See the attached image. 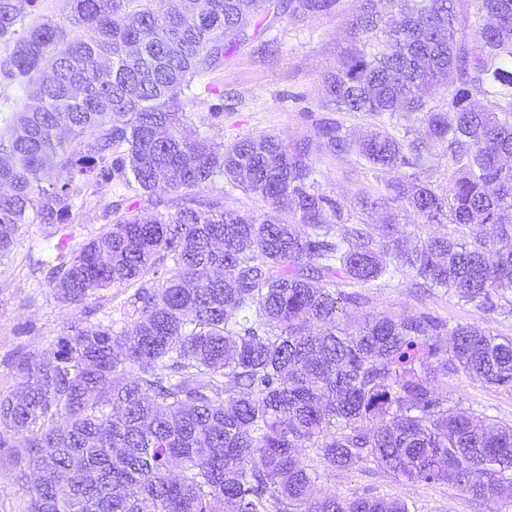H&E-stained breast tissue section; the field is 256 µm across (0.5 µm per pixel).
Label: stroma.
Returning a JSON list of instances; mask_svg holds the SVG:
<instances>
[{
	"mask_svg": "<svg viewBox=\"0 0 512 512\" xmlns=\"http://www.w3.org/2000/svg\"><path fill=\"white\" fill-rule=\"evenodd\" d=\"M361 0H339L333 13L283 19L261 36L265 52L248 43L228 53L223 64L195 82L185 99L186 132L206 138L215 148L246 136L273 133L291 139L312 136V122L321 116L326 98L324 73L351 42L349 20ZM260 41V42H261ZM311 159L321 188L352 210L357 197L378 195L384 182L356 163L354 156H337L314 147ZM65 232L61 224H27L20 245L0 258V390L15 383L12 359L20 353L48 360L51 342L65 326L70 312L49 287H38L28 267V254L39 253ZM370 311L391 314L428 312L453 323H477L493 333L512 336V316L485 314L457 304L443 292L387 288L371 297ZM30 324V333L17 329ZM451 403L468 410L484 424L512 425V391L450 378ZM322 489L354 498L406 501L410 512H496V504L476 501L447 484H425L396 478L371 463L349 470L327 471Z\"/></svg>",
	"mask_w": 512,
	"mask_h": 512,
	"instance_id": "35a3bbf8",
	"label": "stroma"
}]
</instances>
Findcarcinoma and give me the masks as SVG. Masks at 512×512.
<instances>
[{
	"label": "carcinoma",
	"mask_w": 512,
	"mask_h": 512,
	"mask_svg": "<svg viewBox=\"0 0 512 512\" xmlns=\"http://www.w3.org/2000/svg\"><path fill=\"white\" fill-rule=\"evenodd\" d=\"M337 2L71 0L61 24L38 0H0V42L13 44L0 76L37 101L0 137V257L23 225H72L73 210L120 191L96 235L72 228L32 264L74 313L52 360L17 355L0 391V454L24 439L14 480L38 475L27 512H409L315 491L320 468L363 462L512 500V426L477 425L440 392L458 375L512 390V337L367 311L360 292L408 276L512 314V0H475L467 16L462 0H391L393 23L362 0L351 46L324 74L326 105L410 125L361 139L338 119L313 125L328 152L384 177L361 213L397 206L462 238L433 231L410 247L393 214L344 219L308 138L262 133L217 151L184 135L182 99L259 38L255 17L270 26ZM81 26L89 39L71 37ZM377 31L368 52L362 37ZM426 87L445 89L447 110L427 106ZM433 155L453 168L442 192L414 173ZM48 166L62 177L44 185ZM204 188L215 194L198 198ZM237 190L289 220L227 206Z\"/></svg>",
	"instance_id": "cac0c4a2"
}]
</instances>
